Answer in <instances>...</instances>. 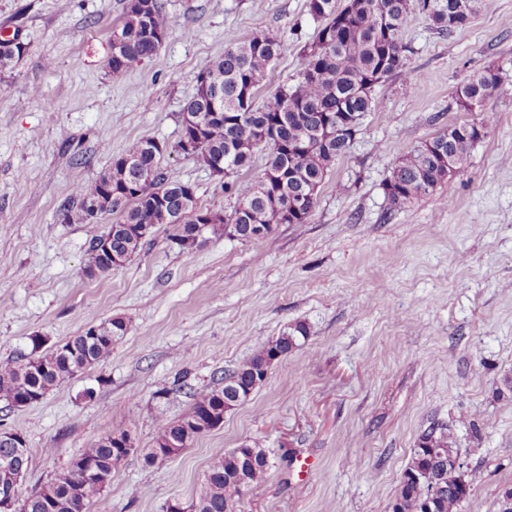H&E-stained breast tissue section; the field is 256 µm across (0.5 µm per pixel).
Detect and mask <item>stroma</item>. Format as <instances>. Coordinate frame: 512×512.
I'll return each instance as SVG.
<instances>
[{
  "mask_svg": "<svg viewBox=\"0 0 512 512\" xmlns=\"http://www.w3.org/2000/svg\"><path fill=\"white\" fill-rule=\"evenodd\" d=\"M158 53L113 80L106 61L126 0H0V29L29 48L0 72V360L54 347L90 319L123 317L112 355L23 408L0 429L30 450L27 498L126 416L139 450L89 512H166L190 503L212 462L260 441L274 465L235 512H389L422 432L450 428L473 478L462 512H498L512 488V0H482L468 28L438 34L414 17L408 76L374 88L349 152L326 176L311 216L265 239L180 249L167 225L105 276L84 273L104 224L62 218L76 184L128 142L171 145L204 64L230 40L282 42L260 88L292 84L321 25L307 0H160ZM493 67L498 90L467 112L455 91ZM492 113L464 170L434 194L392 207L384 184L403 152L448 125ZM167 180L191 183L198 207L231 215L225 177L171 153ZM308 339L219 428L148 466L159 416L176 419L289 324ZM310 463L311 473L300 471Z\"/></svg>",
  "mask_w": 512,
  "mask_h": 512,
  "instance_id": "35a3bbf8",
  "label": "stroma"
}]
</instances>
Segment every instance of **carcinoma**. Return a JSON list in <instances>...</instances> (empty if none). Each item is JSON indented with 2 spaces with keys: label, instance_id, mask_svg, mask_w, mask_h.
<instances>
[{
  "label": "carcinoma",
  "instance_id": "1",
  "mask_svg": "<svg viewBox=\"0 0 512 512\" xmlns=\"http://www.w3.org/2000/svg\"><path fill=\"white\" fill-rule=\"evenodd\" d=\"M479 0H349L341 8L336 0H308L309 13L322 21L315 40L299 55L294 83L267 94H256L267 70L279 57L281 43L268 33L231 42L224 55L209 60L198 72L194 94L180 113V138L199 137L195 160L209 165L224 160V168L237 173L251 167L256 152L266 157L264 168L253 179L234 183L237 206L230 218L214 211L207 224L197 222L194 187L188 182L167 181L161 170L163 152L156 140L142 137L90 181L73 189L75 207L63 211L67 223H86V202L112 186V202L105 213L116 217L107 234L112 252L124 265L140 253L147 234L137 232L143 224L173 227V240L181 248H194L209 239L236 233L250 240L248 226L259 224L272 234L278 224H302L310 216L317 191L328 172L349 151L353 133L343 137L326 132V126L348 123L357 130L378 103L374 87L393 75L406 74L410 46L404 33L410 21L423 16L438 33L450 35L466 28L478 10ZM169 22L159 0H127L121 23L112 28L108 72L124 76L135 62L157 54L168 34ZM500 76L491 68L470 74L456 89L458 107L471 111L499 88ZM493 117L480 122L448 126L431 140L405 152L385 182L391 206L401 207L436 191L467 165L475 145L487 135ZM142 183L141 194L125 193L126 187ZM304 205L297 212L298 199ZM101 236H94L87 251L86 275H105L114 269L112 259L100 250ZM94 335L83 331L36 356L20 355L0 361V401L17 407L25 398L40 400L48 392L71 381L87 368L108 358L128 330L122 317L90 320ZM310 335L303 322L287 326L224 381L193 394L189 410L170 420L159 415V430L143 461L153 465L163 457L189 447L197 438L224 423L227 383L254 392L264 382L261 371L276 357H286ZM113 427L85 449L65 471L57 474L23 501L21 512H89L103 494L112 471L124 460L117 441L131 434L126 418L114 409ZM250 455L248 485L263 481L273 467L268 451L254 442L233 448L215 458L208 467L196 496L197 512H226L234 508L244 490L236 481L240 460ZM459 457L450 429L432 426L425 430L403 470L390 512H461L470 497L471 480L448 465L437 477L446 487L429 500L423 493L434 457ZM89 460L97 475L73 482L78 465ZM29 451L0 443V480L6 471L25 469Z\"/></svg>",
  "mask_w": 512,
  "mask_h": 512
}]
</instances>
